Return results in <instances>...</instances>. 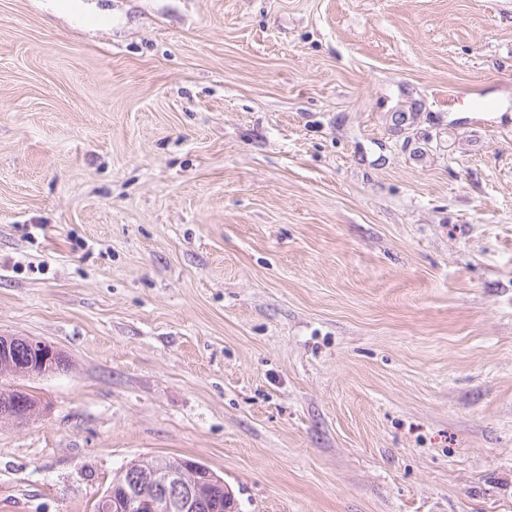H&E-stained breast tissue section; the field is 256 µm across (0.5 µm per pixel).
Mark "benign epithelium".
Here are the masks:
<instances>
[{"label":"benign epithelium","instance_id":"7a95c632","mask_svg":"<svg viewBox=\"0 0 512 512\" xmlns=\"http://www.w3.org/2000/svg\"><path fill=\"white\" fill-rule=\"evenodd\" d=\"M27 343L38 352V369H25L23 375L38 378L54 372V362L58 351L51 345L35 340ZM140 467L130 463L123 468L126 473V486L123 487L118 505H112V495L100 501V506L107 510L114 507L121 512H139L145 496L151 497L154 512H190L194 509L198 497L200 477L210 479L206 468L189 461L174 468L165 461L158 460L146 470L147 481L139 476Z\"/></svg>","mask_w":512,"mask_h":512}]
</instances>
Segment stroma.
<instances>
[{"instance_id": "obj_1", "label": "stroma", "mask_w": 512, "mask_h": 512, "mask_svg": "<svg viewBox=\"0 0 512 512\" xmlns=\"http://www.w3.org/2000/svg\"><path fill=\"white\" fill-rule=\"evenodd\" d=\"M0 336V512H512V0H0ZM13 338L15 337L0 336L1 374L7 373V371L11 368L10 353L14 364L18 365L21 368H25V366L28 365L30 361L35 360V357H33L30 350L22 342H17L16 344H14V347L10 352V343ZM27 343L38 352L39 363L38 368L40 369H28L26 368L20 374L31 378L42 377L51 373L65 370L67 368V360L60 353L58 358V352L53 346L41 341H35L31 339H27ZM58 358V359H57ZM57 359L56 368L54 365L55 360ZM55 369V370H54ZM38 402L34 395L26 391H1L0 389V409H2V412L30 410ZM193 461V460H192ZM186 462L174 468L164 460L154 462L146 470L148 488L139 476L140 467L130 463L123 468L126 473V486L123 487L117 506L121 512H139L144 497L152 499L155 512H188L195 507L198 497L200 477L211 481L210 472L195 462ZM206 472V475H203ZM226 483L224 487L205 485L203 490V502L199 512H227L226 504ZM231 512V511H229Z\"/></svg>"}]
</instances>
